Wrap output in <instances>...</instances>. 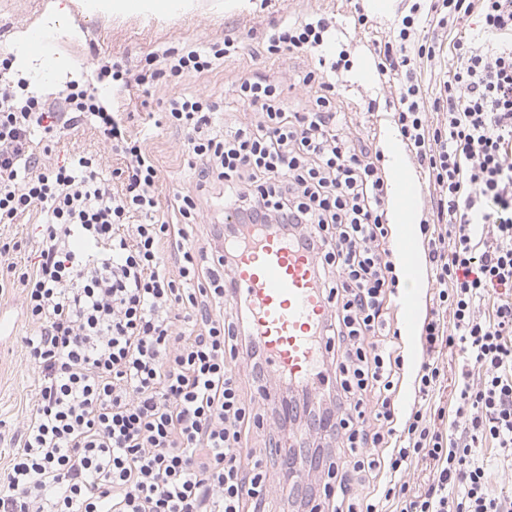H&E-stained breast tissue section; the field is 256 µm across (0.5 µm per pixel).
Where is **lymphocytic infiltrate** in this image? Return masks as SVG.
I'll list each match as a JSON object with an SVG mask.
<instances>
[{
    "label": "lymphocytic infiltrate",
    "mask_w": 512,
    "mask_h": 512,
    "mask_svg": "<svg viewBox=\"0 0 512 512\" xmlns=\"http://www.w3.org/2000/svg\"><path fill=\"white\" fill-rule=\"evenodd\" d=\"M474 14L477 32L465 31ZM335 28L322 13L272 22L253 56L297 52L312 65L237 75L243 114L225 117L220 134L217 103L173 92L170 79L240 56L237 37L154 52L135 70L94 56L97 79L166 101L182 132L176 151L222 184L223 243L205 248L188 238L206 221L200 198L175 193L165 216L155 159L121 112L76 84L54 102L19 94L11 58L0 59V224L42 217L29 267L8 259L20 243L0 244V288L21 285L37 327L23 339L37 400L0 473V512H271L268 462L281 457L282 424L260 405L267 359L232 277L235 246L258 224L315 256L327 301L332 407L288 380L277 386L335 440L303 456L326 475L307 512H512V0H414L373 43L378 85L392 89L382 103L433 189L419 222L432 289L406 412L388 181L379 150L333 103L349 66ZM443 31L455 35L453 64L428 89L418 69L443 56ZM288 89L301 109L289 108ZM84 121L121 157L120 190L97 155L53 164L35 155L34 128L50 136ZM447 350L462 355L448 411L433 404ZM281 459L296 473V456Z\"/></svg>",
    "instance_id": "f902f5d3"
}]
</instances>
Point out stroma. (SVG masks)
Wrapping results in <instances>:
<instances>
[{"label":"stroma","instance_id":"1","mask_svg":"<svg viewBox=\"0 0 512 512\" xmlns=\"http://www.w3.org/2000/svg\"><path fill=\"white\" fill-rule=\"evenodd\" d=\"M57 3L62 4L64 12L52 27V42L57 54L65 59L66 67L52 77L30 68L21 69V76L29 79L34 94L54 100L61 96L67 82H84L91 58L98 53L134 67L144 64L150 53L186 42L206 46L228 34L239 35L247 47L253 48L271 20L318 11L335 17L336 37L351 61L348 71L342 73L336 84L338 109L351 113L354 121L364 124L378 147H386L396 135L385 110L366 114L361 107L366 90L376 85L370 53L372 42L388 34L393 12L401 8V0H393L392 12L373 14V28L367 32L355 28L351 0H193L190 11H169L161 16L137 12L88 15L81 11L79 0H0V54L14 53L22 43L25 26H41L45 15ZM252 65L250 56L244 55L204 76L182 78L174 89L195 91L216 101L222 112L216 115L214 127L220 131L224 128V112L237 108L231 83L238 73ZM103 104L122 112L130 130L145 138L159 169L162 205H169L177 190L195 187L199 168L189 156L173 151L172 145L181 133L165 122L164 101L133 90L111 92ZM32 140L38 149L51 146L48 159L52 162L100 148L94 129L87 125L64 128L51 143L39 131L34 132ZM0 312L15 324L11 335L0 338V470H3L17 446V422L35 403L37 371L22 344L23 337L35 333L36 327L23 314L20 286L0 291Z\"/></svg>","mask_w":512,"mask_h":512}]
</instances>
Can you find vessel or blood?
<instances>
[{"mask_svg":"<svg viewBox=\"0 0 512 512\" xmlns=\"http://www.w3.org/2000/svg\"><path fill=\"white\" fill-rule=\"evenodd\" d=\"M23 49L50 70H60L61 62L43 30H31ZM233 279L237 298L251 312L252 332L268 357L267 389H274L284 374L318 386L313 372L314 338L324 321L327 301L315 275L313 254L297 249L282 235L264 231L240 249Z\"/></svg>","mask_w":512,"mask_h":512,"instance_id":"b4317fda","label":"vessel or blood"}]
</instances>
